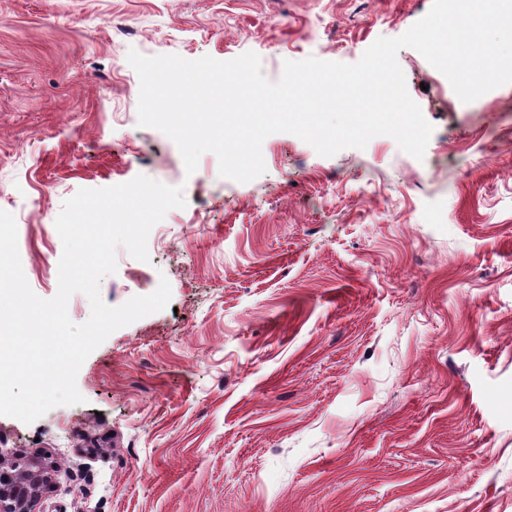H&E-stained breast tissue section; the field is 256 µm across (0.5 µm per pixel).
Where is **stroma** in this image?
<instances>
[{
  "label": "stroma",
  "instance_id": "35a3bbf8",
  "mask_svg": "<svg viewBox=\"0 0 512 512\" xmlns=\"http://www.w3.org/2000/svg\"><path fill=\"white\" fill-rule=\"evenodd\" d=\"M433 0H0V210L24 275L58 290L64 200L145 175L187 205L125 249L112 307L164 310L83 363L81 404L0 416V457L56 466L38 512H512V83L463 103L416 50L433 133L318 155L288 133L264 173L137 124L129 51L357 62Z\"/></svg>",
  "mask_w": 512,
  "mask_h": 512
}]
</instances>
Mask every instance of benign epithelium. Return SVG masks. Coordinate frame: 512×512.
Masks as SVG:
<instances>
[{"instance_id": "7a95c632", "label": "benign epithelium", "mask_w": 512, "mask_h": 512, "mask_svg": "<svg viewBox=\"0 0 512 512\" xmlns=\"http://www.w3.org/2000/svg\"><path fill=\"white\" fill-rule=\"evenodd\" d=\"M50 486L51 470L42 458L0 459V512H36Z\"/></svg>"}]
</instances>
